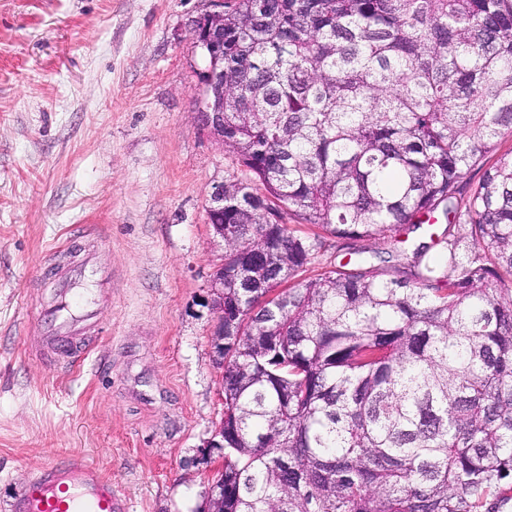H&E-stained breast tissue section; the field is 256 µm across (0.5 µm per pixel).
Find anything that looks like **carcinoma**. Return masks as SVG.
I'll return each mask as SVG.
<instances>
[{
  "mask_svg": "<svg viewBox=\"0 0 512 512\" xmlns=\"http://www.w3.org/2000/svg\"><path fill=\"white\" fill-rule=\"evenodd\" d=\"M224 89V512H512V0H233Z\"/></svg>",
  "mask_w": 512,
  "mask_h": 512,
  "instance_id": "carcinoma-1",
  "label": "carcinoma"
}]
</instances>
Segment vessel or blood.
<instances>
[{
	"instance_id": "1",
	"label": "vessel or blood",
	"mask_w": 512,
	"mask_h": 512,
	"mask_svg": "<svg viewBox=\"0 0 512 512\" xmlns=\"http://www.w3.org/2000/svg\"><path fill=\"white\" fill-rule=\"evenodd\" d=\"M97 275L91 265L62 271L55 299L42 312L43 346L55 369L79 366L96 345V337L87 333L92 310L75 311L72 300L79 280ZM0 512H127V508L113 492L111 478L74 456L42 466Z\"/></svg>"
}]
</instances>
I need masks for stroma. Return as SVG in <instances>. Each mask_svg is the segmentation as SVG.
Listing matches in <instances>:
<instances>
[{
  "mask_svg": "<svg viewBox=\"0 0 512 512\" xmlns=\"http://www.w3.org/2000/svg\"><path fill=\"white\" fill-rule=\"evenodd\" d=\"M209 0H0V499L82 457L130 512H196L224 415L206 207L238 174L195 112ZM107 277L99 346L33 354L50 257Z\"/></svg>",
  "mask_w": 512,
  "mask_h": 512,
  "instance_id": "35a3bbf8",
  "label": "stroma"
}]
</instances>
